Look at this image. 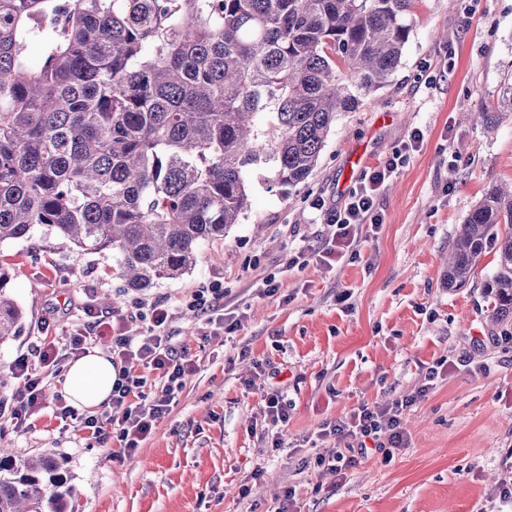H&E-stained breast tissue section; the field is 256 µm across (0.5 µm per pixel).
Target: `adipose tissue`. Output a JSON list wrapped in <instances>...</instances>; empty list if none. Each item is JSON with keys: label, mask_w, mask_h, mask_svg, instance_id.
<instances>
[{"label": "adipose tissue", "mask_w": 512, "mask_h": 512, "mask_svg": "<svg viewBox=\"0 0 512 512\" xmlns=\"http://www.w3.org/2000/svg\"><path fill=\"white\" fill-rule=\"evenodd\" d=\"M117 372L100 349L71 361L64 380V390L80 408H96L108 403Z\"/></svg>", "instance_id": "ef3b65f1"}]
</instances>
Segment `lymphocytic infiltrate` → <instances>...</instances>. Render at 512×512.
<instances>
[{"mask_svg":"<svg viewBox=\"0 0 512 512\" xmlns=\"http://www.w3.org/2000/svg\"><path fill=\"white\" fill-rule=\"evenodd\" d=\"M422 139V132H414L404 147L395 149L383 164L364 172L343 208L329 209L323 201L314 202V209L322 211L326 223L334 228L331 244L317 252L322 262L332 263L338 252H349L353 244L352 226L381 224L382 219L375 212V196L404 164L408 151L417 148ZM82 312L83 327L70 334L65 345L43 339L13 360L10 372L17 385L9 420L14 426L29 427L33 417L45 406L49 377L57 376L68 360L85 354L92 337L104 338L108 341L112 364L118 369L109 402L100 410L82 413L60 400L56 403L57 414L61 419L80 422L100 446L115 441L125 453L135 452L168 413L185 385L186 376L195 371L196 362L187 349L176 348L168 336L166 326L171 313L165 305L145 304L138 309L134 317L146 323L147 330L135 344L126 334L127 316L109 318L89 304L84 305ZM139 365L158 372L162 380L159 392H145L144 378L132 373ZM444 368L441 360L428 367L422 385L414 394L382 405L359 404L346 417L327 425V433L346 439L347 445L345 450L330 456H316L317 465L339 472L355 466L359 459L374 451L391 457L393 449L404 447L407 441L401 425L403 412L429 394Z\"/></svg>","mask_w":512,"mask_h":512,"instance_id":"lymphocytic-infiltrate-1","label":"lymphocytic infiltrate"}]
</instances>
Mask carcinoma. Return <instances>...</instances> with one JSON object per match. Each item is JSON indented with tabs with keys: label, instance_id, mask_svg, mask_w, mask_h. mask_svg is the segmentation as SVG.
Listing matches in <instances>:
<instances>
[{
	"label": "carcinoma",
	"instance_id": "obj_1",
	"mask_svg": "<svg viewBox=\"0 0 512 512\" xmlns=\"http://www.w3.org/2000/svg\"><path fill=\"white\" fill-rule=\"evenodd\" d=\"M416 0H0V243L45 226L112 251L127 287L176 279L251 208L249 175L304 182L339 112L390 82ZM512 112V73L487 127ZM485 281L512 316V186L462 225L448 287ZM0 266V344L24 313ZM62 464L0 449V512H66Z\"/></svg>",
	"mask_w": 512,
	"mask_h": 512
}]
</instances>
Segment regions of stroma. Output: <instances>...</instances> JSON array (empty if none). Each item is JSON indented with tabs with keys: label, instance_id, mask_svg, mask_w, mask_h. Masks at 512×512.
Listing matches in <instances>:
<instances>
[{
	"label": "stroma",
	"instance_id": "obj_1",
	"mask_svg": "<svg viewBox=\"0 0 512 512\" xmlns=\"http://www.w3.org/2000/svg\"><path fill=\"white\" fill-rule=\"evenodd\" d=\"M510 72L512 0H417L391 83L337 114L317 167L288 194L270 190V169L251 173L252 208L224 239L203 243L179 279L127 288L111 252L78 253L41 226L1 242L24 323L0 344V410L15 387L9 366L40 327L66 341L86 300L106 295L118 314L141 302L174 308L167 330L197 370L133 454L61 423L51 404L32 427L0 421V441L63 462L78 489L69 512H274L289 488L297 512H491L512 461V336L484 290L495 251L461 288L448 287L445 258L488 188L512 181V114L491 128L461 118L492 105ZM416 130L423 141L378 192L383 222L360 226L356 257L288 268L289 253L331 240L312 203L345 204L362 176L351 155L373 168ZM270 276L279 289L268 296ZM203 286L223 292L240 327L217 331L189 316ZM440 359L447 371L404 414L406 448L342 474L316 465L340 446L324 425L359 403L413 393ZM267 389L287 401V426L265 418Z\"/></svg>",
	"mask_w": 512,
	"mask_h": 512
}]
</instances>
